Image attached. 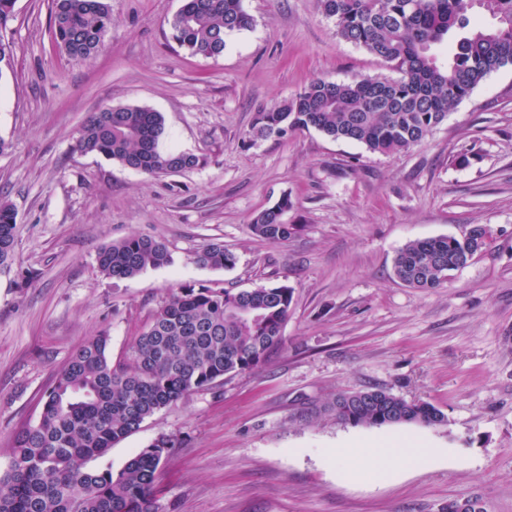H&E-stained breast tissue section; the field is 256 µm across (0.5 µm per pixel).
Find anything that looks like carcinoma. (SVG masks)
Here are the masks:
<instances>
[{"label":"carcinoma","mask_w":512,"mask_h":512,"mask_svg":"<svg viewBox=\"0 0 512 512\" xmlns=\"http://www.w3.org/2000/svg\"><path fill=\"white\" fill-rule=\"evenodd\" d=\"M318 5L334 20L340 38L380 58L399 77L314 80L284 104L255 114V140L314 128L373 153L404 151L422 142L490 73L512 64V0L480 4L494 24L460 38L444 65L431 48L453 28L468 26L475 0H318ZM250 24L244 0H184L170 21V34L191 55L212 57L224 52L227 34ZM111 27L106 0H54L55 42L73 60L98 52ZM164 132L163 115L148 107H105L84 123L76 147L150 176L196 167L197 156L160 148ZM292 208L284 195L258 212L249 224L252 235L275 243L296 236L303 225L284 220ZM16 237V214L0 203V265L11 258ZM492 242L484 225L470 227L461 238L409 242L394 259V275L411 288H439ZM194 262L230 269L236 256L212 241L194 252ZM171 263L168 246L145 235L116 241L97 255L99 271L117 280ZM292 302L286 285L239 292L185 287L136 338L129 361L112 363L108 336L89 338L45 391L38 422L16 437L10 469L0 475V512H156L158 469L181 441L162 435L116 473L90 471L87 462L170 403L258 367L282 342ZM325 412L352 426L448 424L434 405L382 390L340 393Z\"/></svg>","instance_id":"carcinoma-1"}]
</instances>
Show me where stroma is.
I'll use <instances>...</instances> for the list:
<instances>
[{"label": "stroma", "instance_id": "stroma-1", "mask_svg": "<svg viewBox=\"0 0 512 512\" xmlns=\"http://www.w3.org/2000/svg\"><path fill=\"white\" fill-rule=\"evenodd\" d=\"M101 50L75 61L56 45L52 0H16L0 41V202L18 233L0 267V474L15 434L72 351L104 334L113 361L184 286L293 290L283 343L258 368L225 376L146 419L89 469L120 470L156 438L182 440L158 473V512H446L480 498L512 512V66L492 72L420 144L396 154L315 129L251 142L256 112L311 81L391 79L339 38L317 0H245L250 28L222 54L189 55L170 37L183 0H108ZM140 105L165 119L163 149L199 159L148 176L76 148L93 112ZM290 195L285 243L256 239L253 216ZM491 228L494 243L444 287L408 288L392 274L416 239ZM132 234L164 241L171 265L113 280L97 253ZM223 242L237 262L199 267L197 248ZM33 280H25L26 272ZM377 389L448 417L351 426L303 421L341 392ZM402 438L434 451L424 469L369 481L352 456ZM342 451L330 467L323 453Z\"/></svg>", "mask_w": 512, "mask_h": 512}]
</instances>
